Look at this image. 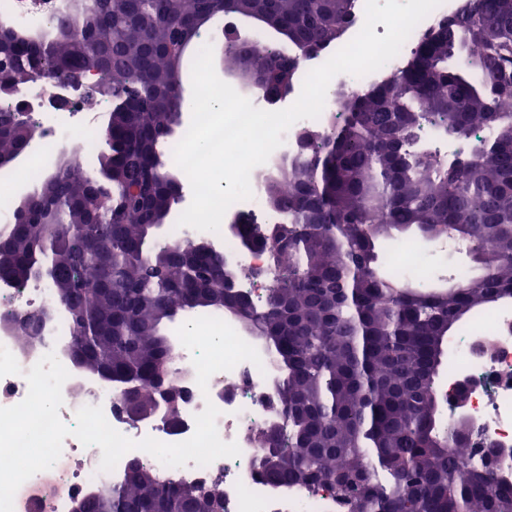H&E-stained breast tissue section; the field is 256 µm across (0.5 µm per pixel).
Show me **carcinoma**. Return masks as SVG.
I'll list each match as a JSON object with an SVG mask.
<instances>
[{"label": "carcinoma", "instance_id": "cac0c4a2", "mask_svg": "<svg viewBox=\"0 0 512 512\" xmlns=\"http://www.w3.org/2000/svg\"><path fill=\"white\" fill-rule=\"evenodd\" d=\"M354 0H66L51 31L27 40L0 23V78L38 71L68 78L96 70L112 100L94 173L65 159L31 190L27 211L0 230V278L26 284L49 270L56 298L84 337L79 368L121 385L122 404L147 418L158 403L175 426L181 402L166 324L202 311L237 320L262 341L275 369L277 418L254 435L257 475L325 487L347 512H512L499 452L481 465L471 425H443L440 373L448 335L472 314L512 297V0H466L388 84L345 92L339 127L311 128L304 152L264 177L266 200L288 225L275 236L277 275L257 303L224 287V256L160 244L154 229L179 205L169 152L183 110L188 49L226 6L268 44L231 52L246 85L336 42ZM461 50L465 60L453 61ZM468 151L419 147L426 125ZM481 128L485 137H470ZM39 136L0 106V154ZM468 244L481 274L445 289L394 277L385 242ZM261 234L250 219L240 243ZM81 512H224L219 486L185 483L132 459L124 484L78 499Z\"/></svg>", "mask_w": 512, "mask_h": 512}]
</instances>
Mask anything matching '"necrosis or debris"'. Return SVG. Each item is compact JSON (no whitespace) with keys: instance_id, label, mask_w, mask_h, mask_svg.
<instances>
[{"instance_id":"1","label":"necrosis or debris","mask_w":512,"mask_h":512,"mask_svg":"<svg viewBox=\"0 0 512 512\" xmlns=\"http://www.w3.org/2000/svg\"><path fill=\"white\" fill-rule=\"evenodd\" d=\"M462 7L461 0H442L427 17L419 22L403 44L399 54L380 69L362 77L350 74L336 75L330 82L322 119L332 117L337 104L334 89L341 86L354 91L370 88L387 81L403 70L417 51L426 35L453 19ZM67 85L57 82L50 90L35 85L23 89L19 101L28 103V117L41 131V137L31 143L24 166L26 174H34L43 157L61 142H68L73 153L85 152L84 133L95 126L84 104L55 108L52 95H70ZM264 166L253 169L250 181L251 199L237 202L224 215L231 223L247 216L262 229H269L277 217L263 201L261 176ZM219 243L224 258L241 273L239 288L261 301L267 283L255 278L256 269L267 263V244L250 248L238 245L235 235L221 236ZM389 266L400 279L423 276L433 263L432 253L412 240L399 242L388 253ZM33 309L44 312L40 334L33 346L21 344L11 329L0 328V346L8 349L21 367L20 374L0 377V407L21 402L28 384L24 373L45 354L54 353L68 371L69 377L62 387L63 405L59 414L66 424H74L77 410L86 405L101 407L108 423L119 433L133 440L146 437L164 443H180L190 438L195 430L194 417L202 412L206 403H213L220 411L216 421L222 440L237 443L241 454L236 458L223 457L205 467L188 461L186 466L171 468L174 477L187 482L208 483L219 479L224 488V512H335L336 503L324 490L286 487L260 479L253 468L259 452L253 439L258 427L272 420L276 413V393L272 370H260L251 362L243 361L232 370L213 374L207 389H200L191 354L185 347H177L171 368L176 384L184 393L180 421L170 426L164 414L132 421L118 411L117 387L100 377L87 374L76 367L69 348L73 339L72 323L66 310L58 302L53 288L45 284L20 288L0 286V318L20 315ZM450 354L448 379L464 378L469 382L465 414L473 428L472 448H481L492 442L507 451L500 461L499 473L512 479V302L504 301L491 310L476 315L463 330L448 338ZM99 447H85L72 436L66 437L62 453L52 472L41 471L26 480L21 492L35 496L37 512H70L73 498L104 487H118L123 482L129 463L121 458L113 471L100 469ZM61 478L60 489L47 485L50 473Z\"/></svg>"}]
</instances>
